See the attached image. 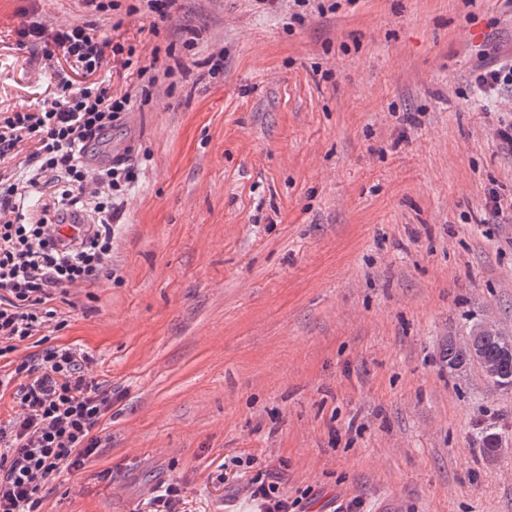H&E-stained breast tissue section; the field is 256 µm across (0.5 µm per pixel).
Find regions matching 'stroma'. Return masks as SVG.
Wrapping results in <instances>:
<instances>
[{
  "label": "stroma",
  "mask_w": 512,
  "mask_h": 512,
  "mask_svg": "<svg viewBox=\"0 0 512 512\" xmlns=\"http://www.w3.org/2000/svg\"><path fill=\"white\" fill-rule=\"evenodd\" d=\"M322 4L297 21L288 0H178L162 22L0 0V113L140 84L120 55L89 74L17 49L31 21L174 69L94 145L92 162L138 164L116 277L58 293L48 343L89 352L114 398L99 451L49 480L42 512H149L169 478L179 512H251L222 467L247 455L303 512H512V388L442 359L473 323L512 331V155L494 135L512 102L475 84L468 37L512 56V0Z\"/></svg>",
  "instance_id": "35a3bbf8"
}]
</instances>
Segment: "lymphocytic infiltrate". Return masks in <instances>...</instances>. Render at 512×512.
Listing matches in <instances>:
<instances>
[{
    "label": "lymphocytic infiltrate",
    "mask_w": 512,
    "mask_h": 512,
    "mask_svg": "<svg viewBox=\"0 0 512 512\" xmlns=\"http://www.w3.org/2000/svg\"><path fill=\"white\" fill-rule=\"evenodd\" d=\"M33 42L62 51L89 73L104 60L102 43L83 24L16 29L17 49ZM131 102V94L99 84L0 115V359L59 321L58 291L111 276L113 222L138 167L124 155L93 167L88 155L126 118ZM43 184L55 187L48 202L24 209L22 197ZM92 363L83 350L52 345L0 371V390H12L19 405L15 416L0 420V512H40L50 477L96 453L92 431L111 409L112 391L91 377ZM254 463L251 456L232 460L252 472L245 491L256 512H297L300 501L289 499L273 475L254 471Z\"/></svg>",
    "instance_id": "lymphocytic-infiltrate-1"
}]
</instances>
